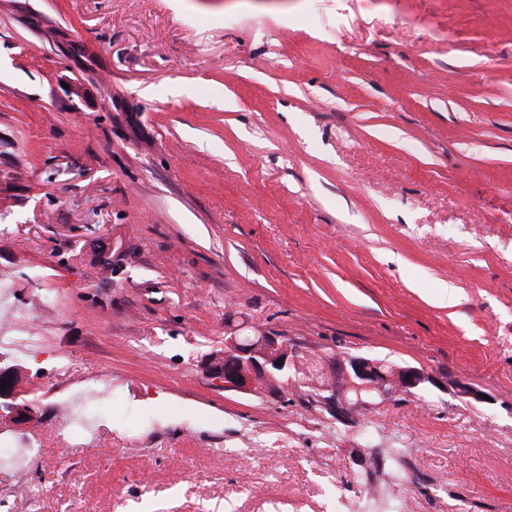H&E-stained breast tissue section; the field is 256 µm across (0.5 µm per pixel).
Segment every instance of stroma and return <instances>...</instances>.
I'll return each mask as SVG.
<instances>
[{"mask_svg":"<svg viewBox=\"0 0 512 512\" xmlns=\"http://www.w3.org/2000/svg\"><path fill=\"white\" fill-rule=\"evenodd\" d=\"M0 281L29 512H512V0H0ZM237 328L282 401L205 374ZM347 355L441 385L341 423ZM4 381L10 386L1 391ZM34 395V388L26 370L19 364L0 362V427L22 430L42 416V411L27 398Z\"/></svg>","mask_w":512,"mask_h":512,"instance_id":"35a3bbf8","label":"stroma"}]
</instances>
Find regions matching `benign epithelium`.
Masks as SVG:
<instances>
[{
    "mask_svg": "<svg viewBox=\"0 0 512 512\" xmlns=\"http://www.w3.org/2000/svg\"><path fill=\"white\" fill-rule=\"evenodd\" d=\"M282 364H277V361ZM294 365V355L288 341L279 336L260 334L243 344L236 336L224 340V354L209 358L205 364L208 375L224 384V389L260 398L285 394L283 377ZM385 362L365 356H344L337 359L334 380L326 387L327 402L342 420L354 419L358 406L347 399V393L376 391L383 398L411 395L428 386L438 385L437 379L421 367L391 365L383 372ZM0 427L22 430L42 416L29 397L34 388L26 370L19 364L0 362Z\"/></svg>",
    "mask_w": 512,
    "mask_h": 512,
    "instance_id": "benign-epithelium-1",
    "label": "benign epithelium"
}]
</instances>
